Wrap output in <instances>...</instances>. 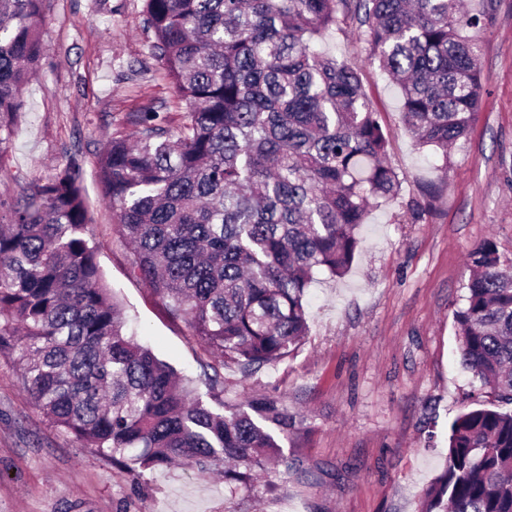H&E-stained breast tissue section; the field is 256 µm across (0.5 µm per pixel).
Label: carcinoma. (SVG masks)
<instances>
[{"label":"carcinoma","instance_id":"cac0c4a2","mask_svg":"<svg viewBox=\"0 0 512 512\" xmlns=\"http://www.w3.org/2000/svg\"><path fill=\"white\" fill-rule=\"evenodd\" d=\"M45 0H0V158L43 52ZM461 0H143L150 49L188 106L171 129L140 113L130 139L98 159L128 273L188 324L212 359L198 393L123 332L69 167L0 199V353L17 354L35 405L84 448L130 472L183 460L224 467L232 495L255 491L278 436L302 431L280 401L228 397L242 377L290 357L308 333L315 275H346L370 200L399 195L389 136L361 75L316 49L351 32L399 89L406 129L442 155L425 191L448 178V146L481 100L491 20ZM454 312L460 359L492 400L449 422L441 474L419 512H512V259L486 239Z\"/></svg>","mask_w":512,"mask_h":512}]
</instances>
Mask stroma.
I'll list each match as a JSON object with an SVG mask.
<instances>
[{
  "mask_svg": "<svg viewBox=\"0 0 512 512\" xmlns=\"http://www.w3.org/2000/svg\"><path fill=\"white\" fill-rule=\"evenodd\" d=\"M142 5L47 0L46 49L0 160V198L72 167L126 333L202 391L208 358L186 322L128 276L129 248L112 230L99 182L100 153L131 137L137 112L154 108L175 126L187 110L151 54ZM493 5L478 34L480 112L445 159L405 132L397 87L355 36L336 31L321 44L360 71L401 192L372 205L352 270L311 285L310 331L295 354L247 379L223 370L240 397H276L303 418L300 438L282 446L305 473L270 470L252 496L230 495L220 475L187 465L133 475L52 426L21 368L0 354V512H418L443 470L450 420L487 399L461 364L453 318L467 252L489 239L512 258V0ZM441 163L448 181L431 200L422 188Z\"/></svg>",
  "mask_w": 512,
  "mask_h": 512,
  "instance_id": "1",
  "label": "stroma"
}]
</instances>
